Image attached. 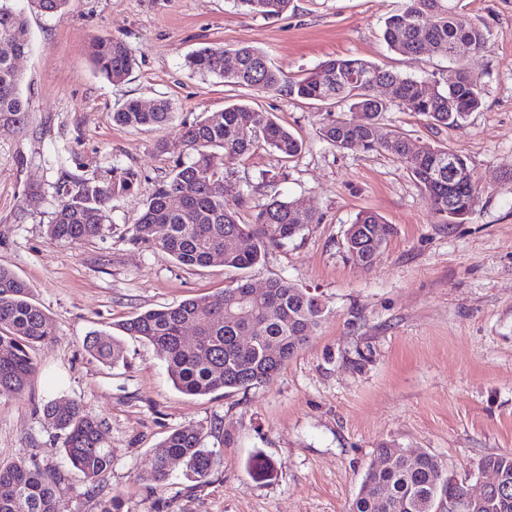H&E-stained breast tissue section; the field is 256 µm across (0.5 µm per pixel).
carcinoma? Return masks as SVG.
Segmentation results:
<instances>
[{
  "instance_id": "1",
  "label": "carcinoma",
  "mask_w": 512,
  "mask_h": 512,
  "mask_svg": "<svg viewBox=\"0 0 512 512\" xmlns=\"http://www.w3.org/2000/svg\"><path fill=\"white\" fill-rule=\"evenodd\" d=\"M68 0H31L44 14H60ZM244 12L279 16L292 0H235ZM383 38L390 50L411 60L424 50L456 60L453 46L471 44L479 52L487 44V30L465 17L460 0H408L404 11L388 17ZM13 44L18 55L28 53L27 19L10 0H0V42ZM236 59L235 69H224V55ZM103 76L121 82L133 59L128 47L100 37L90 50ZM195 73L210 75L232 86L320 102L333 107L349 105L360 114L353 122L327 113L320 130L324 141L339 150L361 146L366 151L387 150L397 156L428 195L445 223L466 221L472 213L476 180L459 183L448 191V149L417 142L398 131H387L381 120L397 107L422 115L435 128L459 127L483 104L480 80L464 65L461 81L441 87L403 75L359 58H334L307 76L293 80L268 61L265 53L248 45L203 47L186 59ZM392 94L383 99L376 84ZM23 75L13 59L0 54V129L22 131L28 125L29 102L24 98ZM175 118L172 105L159 99L150 107L128 102L113 113V120L132 128L161 129ZM259 145L284 159L298 156L303 147L287 127L268 112L246 104H232L183 125L179 153L171 172L159 182L146 209L130 227L131 241L169 254L180 266L203 268L221 264L246 271L255 268L267 250L317 224L315 212L301 214L293 202L273 197L262 205L255 222L242 224L237 212L224 202V183L211 166V151H224V161L240 160ZM137 173L112 170V178H81L57 183L58 204L47 225L57 240L80 243L98 236L106 220V204L135 188ZM179 196L173 207L169 199ZM390 225L371 212L358 214L345 233L349 260L367 268L383 252ZM324 300L284 279H271L265 288H253L242 276L224 293L194 297L177 305L150 309L119 324L123 336L151 344L164 361L175 389L205 397L218 391L231 395L270 382L308 341L324 318ZM196 328V339L185 342L184 330ZM54 336L49 316L31 300L30 288L12 270L0 266V396L22 393L37 370L31 351ZM252 337L244 346L240 337ZM85 350L103 363L124 360L122 336L92 332ZM46 424L63 436L69 466L90 485H96L112 467V450L103 440L101 422L71 401L62 407H44ZM211 436L202 425L180 427L148 455L155 480L164 483L172 465L181 463L194 482L207 480L221 463V452L206 446ZM479 470H492L499 487L479 512H512V452L484 458ZM60 477L25 461L0 463V512H65L57 495ZM466 487L452 477L430 453L382 443L353 499L349 512H438L450 500L466 496Z\"/></svg>"
}]
</instances>
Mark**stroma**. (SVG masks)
<instances>
[{"label": "stroma", "instance_id": "35a3bbf8", "mask_svg": "<svg viewBox=\"0 0 512 512\" xmlns=\"http://www.w3.org/2000/svg\"><path fill=\"white\" fill-rule=\"evenodd\" d=\"M13 4L29 25L31 50L18 67L30 116L24 131L0 130V266L30 285L55 336L35 351L38 370L26 390L0 397V462L25 460L60 475L67 512H98L114 495L121 512H348L384 442L429 452L479 491L480 460L512 452V0H462L488 42L478 53L461 49L454 62L432 52L412 61L388 49L384 21L407 0H293L275 17L243 13L233 0H68L56 16L28 0ZM101 36L130 50L122 82L91 61L89 46ZM242 43L293 79L336 56L442 84L466 66L484 100L465 125L435 130L397 108L383 124L467 161L477 178L468 220L443 223L390 152L339 151L322 140L325 105L229 86L185 64L201 47ZM158 99L176 114L162 130L112 119L127 101ZM231 104L272 113L303 143L290 162L266 147L234 163L216 153L224 200L241 223L274 196L321 218L270 249L247 277L258 288L287 279L321 295L328 310L270 383L199 398L173 387L152 345L126 339V361L112 367L83 341L134 314L218 294L235 279L218 264L181 268L128 233L173 166L157 141L177 144L182 123ZM116 167L139 180L109 201L100 235L50 238L59 179L108 178ZM32 185L42 200L30 206L24 193ZM362 211L392 227L367 269L345 253V232ZM71 400L101 420L112 451V468L94 487L69 471L63 439L42 416L45 403ZM189 424L213 429L207 444L220 449L221 466L198 484L178 464L157 484L150 449ZM256 457L273 463L268 479L249 475Z\"/></svg>", "mask_w": 512, "mask_h": 512}]
</instances>
